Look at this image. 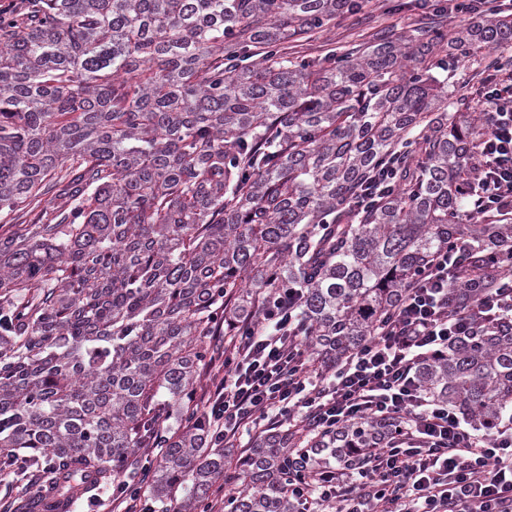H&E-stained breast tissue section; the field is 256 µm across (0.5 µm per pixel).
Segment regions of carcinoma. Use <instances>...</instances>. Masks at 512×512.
<instances>
[{"instance_id":"carcinoma-1","label":"carcinoma","mask_w":512,"mask_h":512,"mask_svg":"<svg viewBox=\"0 0 512 512\" xmlns=\"http://www.w3.org/2000/svg\"><path fill=\"white\" fill-rule=\"evenodd\" d=\"M360 0H27L0 15V462L33 491L23 512H71L164 435L146 484L161 512H195L224 479L194 403L209 336L256 302L305 289L310 345L332 364L370 336L405 281L455 239L479 259L455 279L512 271V218H467L474 121L440 72L512 48L485 16L450 40L420 29L361 50L290 56ZM399 152L397 191L351 192ZM427 397L485 430L512 410V332L480 329L422 362ZM177 408L165 428L158 398ZM391 432L252 438L227 512H297L301 447L353 461Z\"/></svg>"}]
</instances>
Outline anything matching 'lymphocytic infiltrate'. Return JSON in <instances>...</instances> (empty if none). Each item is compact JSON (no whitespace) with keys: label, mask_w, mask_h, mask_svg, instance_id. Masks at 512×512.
Returning <instances> with one entry per match:
<instances>
[{"label":"lymphocytic infiltrate","mask_w":512,"mask_h":512,"mask_svg":"<svg viewBox=\"0 0 512 512\" xmlns=\"http://www.w3.org/2000/svg\"><path fill=\"white\" fill-rule=\"evenodd\" d=\"M479 105L480 205L512 207V85L488 75ZM471 253L460 239L414 272L392 313L330 367L310 347L302 289L263 300L210 365L201 402L213 445L233 448L245 432L284 425L317 437L382 421L391 435L354 464L320 468L314 449L298 450L291 464L302 479L289 491L301 512H512V427L478 432L416 381L422 361L478 327L512 331L511 275L474 294L452 293L453 273Z\"/></svg>","instance_id":"f902f5d3"}]
</instances>
